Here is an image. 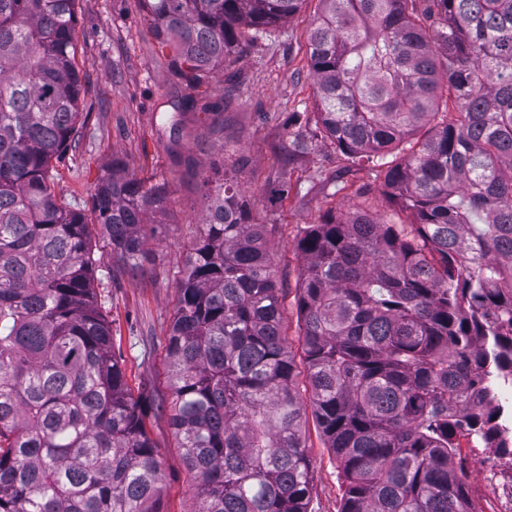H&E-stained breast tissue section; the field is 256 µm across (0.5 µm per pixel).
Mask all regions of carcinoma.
<instances>
[{
	"label": "carcinoma",
	"instance_id": "obj_1",
	"mask_svg": "<svg viewBox=\"0 0 512 512\" xmlns=\"http://www.w3.org/2000/svg\"><path fill=\"white\" fill-rule=\"evenodd\" d=\"M77 0H0V512H166L143 403L112 353L85 215L52 161L82 112ZM184 94L303 0H139ZM318 123L410 213L310 225L298 309L304 399L265 225L234 178L208 195L167 344L170 423L198 512H309L312 412L340 512H479L461 440L512 457V0H321ZM400 154L388 161L387 155ZM163 185L112 163L93 197L112 259L140 267Z\"/></svg>",
	"mask_w": 512,
	"mask_h": 512
}]
</instances>
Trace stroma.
I'll return each mask as SVG.
<instances>
[{
    "mask_svg": "<svg viewBox=\"0 0 512 512\" xmlns=\"http://www.w3.org/2000/svg\"><path fill=\"white\" fill-rule=\"evenodd\" d=\"M321 10L305 0L300 11L257 46L240 50L226 71H215L207 95L219 104L223 132L211 115L178 114L181 82L170 49L147 33L138 0H77L76 63L85 89L78 133L54 165L56 191L84 215L113 160L127 174L167 188L166 210L143 226L145 275L119 271L101 233L91 241L97 301L112 327L133 395L145 398L146 429L163 464L166 512H197L194 481L184 466L167 410V336L178 302L183 259L205 232V179L233 172L241 198L266 226L281 291V318L298 373H305L297 298L302 261L296 244L327 216L366 210L384 224L410 218L384 187V169L358 166L323 138L317 122L307 34ZM235 73L239 83L226 81ZM183 136L172 147L169 127ZM306 445L312 462L310 512H338L343 489L315 422Z\"/></svg>",
    "mask_w": 512,
    "mask_h": 512,
    "instance_id": "1",
    "label": "stroma"
}]
</instances>
